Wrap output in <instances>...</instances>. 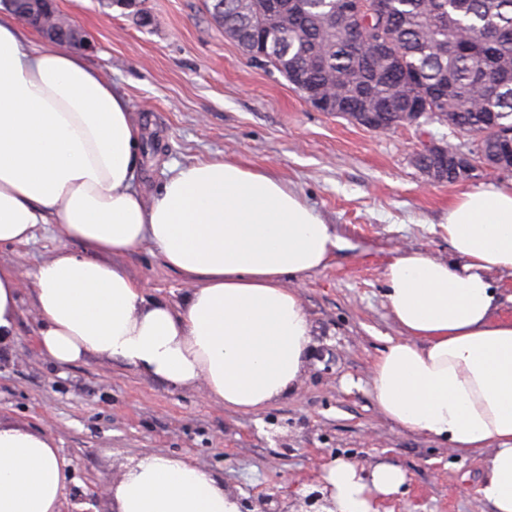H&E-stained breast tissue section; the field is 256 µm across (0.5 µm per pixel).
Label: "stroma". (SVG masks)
<instances>
[{
    "label": "stroma",
    "instance_id": "1",
    "mask_svg": "<svg viewBox=\"0 0 512 512\" xmlns=\"http://www.w3.org/2000/svg\"><path fill=\"white\" fill-rule=\"evenodd\" d=\"M56 5L94 43L88 65L119 88L142 126L143 198L176 167L235 161L273 172L344 243L298 288L312 351L297 390L258 413L225 411L201 389L174 390L112 362L54 364L37 347L38 317L23 291L17 339L0 356V418L44 429L71 461L64 512H111L96 487L148 453L186 456L243 499L297 485L294 512L305 508V478L336 458L406 472L402 493L383 499L384 512H480L482 457L456 455L393 425L375 406L369 376L387 339L402 335L383 296L387 260L409 248L450 258L441 227L449 202L512 182V170L430 182L414 163L416 151L427 142L460 147L466 137L436 123L380 133L317 111L225 38L205 0H146L145 26L100 0ZM62 247L83 250L41 229L29 243L1 248L0 263L27 274ZM117 261L152 295L175 303L189 288L150 244Z\"/></svg>",
    "mask_w": 512,
    "mask_h": 512
}]
</instances>
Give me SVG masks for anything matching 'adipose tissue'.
<instances>
[{
  "label": "adipose tissue",
  "mask_w": 512,
  "mask_h": 512,
  "mask_svg": "<svg viewBox=\"0 0 512 512\" xmlns=\"http://www.w3.org/2000/svg\"><path fill=\"white\" fill-rule=\"evenodd\" d=\"M140 133L126 98L82 56L33 43L0 13V248L43 224L79 241L31 273L37 347L58 365L115 361L259 411L292 393L312 323L293 285L327 266L340 241L270 173L230 161L176 168L151 199L137 184ZM442 261L398 252L384 297L403 337L370 373L379 412L399 427L484 457L477 493L512 512V317L493 279L512 273V184L455 197ZM151 244L192 283L179 302L150 295L115 256ZM23 284L0 266V352L9 351ZM71 465L44 430L0 421V512H61ZM335 512H379L405 472L336 459L319 475ZM112 512H240L239 498L183 456L148 454L111 489Z\"/></svg>",
  "instance_id": "1"
}]
</instances>
